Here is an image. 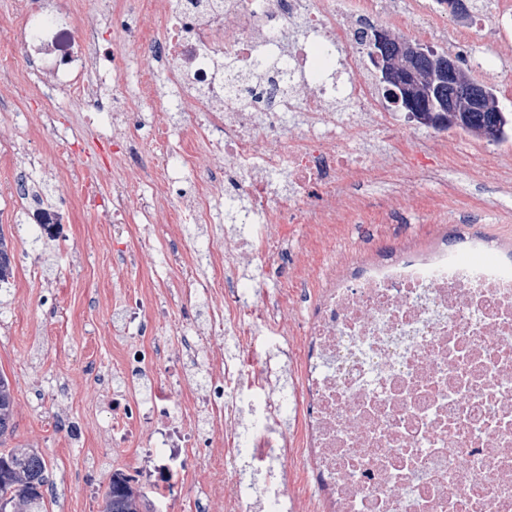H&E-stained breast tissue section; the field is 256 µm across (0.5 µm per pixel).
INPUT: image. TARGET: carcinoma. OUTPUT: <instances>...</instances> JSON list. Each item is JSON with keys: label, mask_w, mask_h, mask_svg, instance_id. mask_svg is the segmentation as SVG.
<instances>
[{"label": "carcinoma", "mask_w": 512, "mask_h": 512, "mask_svg": "<svg viewBox=\"0 0 512 512\" xmlns=\"http://www.w3.org/2000/svg\"><path fill=\"white\" fill-rule=\"evenodd\" d=\"M422 99L437 109L448 100V89L422 83ZM459 126L497 141L503 130L512 128L509 112H471ZM13 276V252L0 233V282ZM14 400L9 379L0 374V438L13 431ZM47 485L44 457L31 448H13L0 452V512H42ZM146 495L130 475L115 471L110 475L102 499L101 512H146Z\"/></svg>", "instance_id": "1"}]
</instances>
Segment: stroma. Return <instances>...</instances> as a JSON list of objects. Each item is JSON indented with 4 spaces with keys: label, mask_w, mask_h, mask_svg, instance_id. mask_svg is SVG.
<instances>
[{
    "label": "stroma",
    "mask_w": 512,
    "mask_h": 512,
    "mask_svg": "<svg viewBox=\"0 0 512 512\" xmlns=\"http://www.w3.org/2000/svg\"><path fill=\"white\" fill-rule=\"evenodd\" d=\"M20 22L17 0H0V80L15 83L21 77L17 63L6 62L9 40ZM469 54L489 61L487 70L474 78L490 87L512 78V43L476 36ZM26 123L15 117L19 101L0 102V136L25 143L41 159L38 180L63 219L46 227L38 205L0 208V234L14 252H24L34 273L14 272L0 286V374L13 389L15 419L12 434L0 441L6 448H34L43 454L49 485L44 493L46 512H100L102 494L114 471H129L135 446L110 445L111 423L104 397L92 380L102 367L116 369L115 393H124V373L119 336L112 328L124 296L142 293L148 314L149 335L163 340L177 335L180 327L204 329L210 303L205 297L181 293L182 283L212 276L205 263L190 260V253L223 248L236 239L238 226L232 217L217 224H184L169 228L164 208L141 213L128 208L114 213L107 201L113 178H125L126 170L112 168V140L123 136V127L104 134L91 126L84 113L75 111L67 93H57L54 115L28 101ZM430 128L409 123L400 143L372 138L366 156L376 166V179L363 192L372 206L396 197L401 177L382 169L384 158L395 148L423 150ZM472 143L457 141L447 156L434 160L435 173L416 177L418 201L435 196L460 208L458 223H431L417 206L403 203L396 224H340L334 245L321 243L305 224H275L272 235L282 234L316 250L324 272L349 252L375 247L401 249L423 247L438 236L460 246L479 233L495 241L512 235V192L494 188L470 168ZM91 166L92 185L69 180L74 168ZM304 340L273 335L263 324H254L244 339L243 354L252 374H261L264 362L299 356ZM82 426L81 438H73V426ZM209 447L196 449L194 467L160 512H196L204 495L210 465Z\"/></svg>",
    "instance_id": "obj_1"
}]
</instances>
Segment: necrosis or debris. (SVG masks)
<instances>
[{
  "label": "necrosis or debris",
  "instance_id": "1",
  "mask_svg": "<svg viewBox=\"0 0 512 512\" xmlns=\"http://www.w3.org/2000/svg\"><path fill=\"white\" fill-rule=\"evenodd\" d=\"M473 24L444 28L437 0H138L140 13L159 15L154 29L137 23L115 0L108 19L116 35L103 42L100 24L75 13L67 0H20L13 44L43 95L67 92L103 130L121 125L112 158L138 174L118 183L112 208L146 203V189L168 185L173 172L193 173L191 206L166 213L171 224L212 223L246 198L241 243L261 267L252 282L215 276L201 281L217 300L209 335L178 336L169 377L146 397L128 390L112 402V441L136 440L164 420L156 451L131 464L149 492L168 497L181 482L177 461L200 445L186 420L202 410L217 431L223 470L207 493L224 512H295L288 504L292 458L314 494V512H512V262L462 260L447 239L409 257L355 255L326 282L313 256L285 264L288 241L253 234L257 224H313L323 241L336 227L367 223L359 187L372 174L357 148L368 132L397 140L395 115L365 77L362 31L414 25L417 39L445 49L470 43L480 29L512 35V0H490ZM155 60L136 70L133 97L103 100L99 87L127 43ZM183 94L188 110L177 147L143 159L146 125L137 106L161 100L158 76ZM223 152L224 165L195 174L199 148ZM355 181L345 201L337 186ZM289 272L309 312L295 328L305 345L298 393L268 392L248 434L238 428L246 398L242 357L223 354L212 339L249 335L246 315L277 321L287 295L270 297L269 274ZM143 300L120 308L125 372L151 371L161 349L143 335ZM203 351L202 387L183 382V355ZM297 412L300 439L278 431L283 410ZM250 453L266 473L263 485L241 481L237 461Z\"/></svg>",
  "mask_w": 512,
  "mask_h": 512
}]
</instances>
